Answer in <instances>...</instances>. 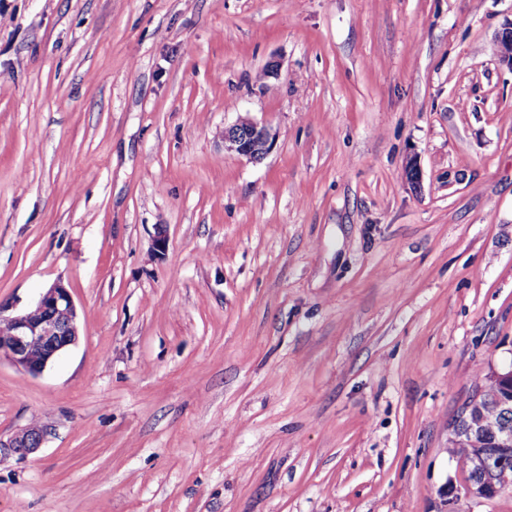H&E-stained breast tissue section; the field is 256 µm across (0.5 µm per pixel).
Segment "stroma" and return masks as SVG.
<instances>
[{
    "instance_id": "obj_1",
    "label": "stroma",
    "mask_w": 512,
    "mask_h": 512,
    "mask_svg": "<svg viewBox=\"0 0 512 512\" xmlns=\"http://www.w3.org/2000/svg\"><path fill=\"white\" fill-rule=\"evenodd\" d=\"M510 20L0 0V309L59 281L80 321L42 373L0 360V435L49 429L0 512H512L448 452L512 364ZM498 60L512 70V20L504 25L495 40ZM271 140L268 127L250 119L238 120L224 129L225 149L253 160L269 151Z\"/></svg>"
}]
</instances>
